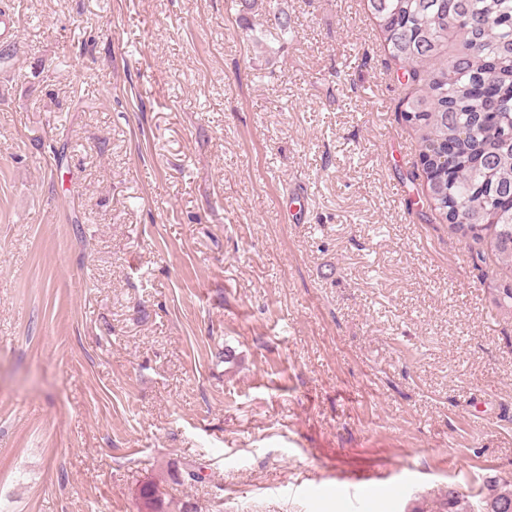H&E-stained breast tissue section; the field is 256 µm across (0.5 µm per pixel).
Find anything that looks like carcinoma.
<instances>
[{
  "mask_svg": "<svg viewBox=\"0 0 512 512\" xmlns=\"http://www.w3.org/2000/svg\"><path fill=\"white\" fill-rule=\"evenodd\" d=\"M238 19L264 0H232ZM408 93L402 120L418 134L425 197L451 232L489 245L504 274L495 302L512 310V0H363ZM277 36L292 33L273 10ZM441 512H471L450 487ZM480 512H512V481H491Z\"/></svg>",
  "mask_w": 512,
  "mask_h": 512,
  "instance_id": "1",
  "label": "carcinoma"
}]
</instances>
